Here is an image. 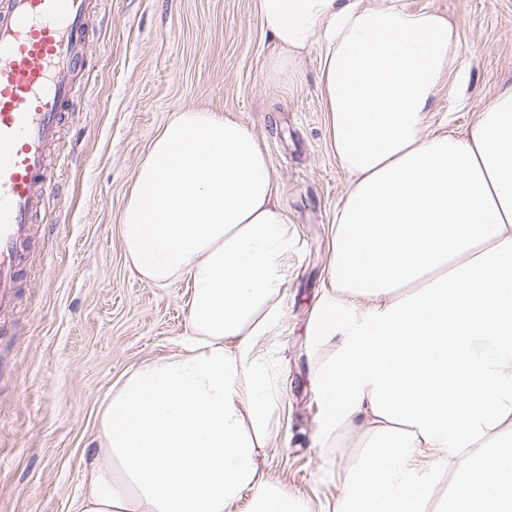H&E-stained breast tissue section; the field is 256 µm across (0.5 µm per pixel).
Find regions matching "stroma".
<instances>
[{
	"instance_id": "stroma-1",
	"label": "stroma",
	"mask_w": 512,
	"mask_h": 512,
	"mask_svg": "<svg viewBox=\"0 0 512 512\" xmlns=\"http://www.w3.org/2000/svg\"><path fill=\"white\" fill-rule=\"evenodd\" d=\"M457 26L456 63L435 91L430 134L466 135L512 86V0H406ZM86 61L51 158L45 196L12 298L0 305V512H72L99 404L130 369L181 350L189 276L158 286L127 261L121 221L136 168L171 115L231 116L266 148L295 229L285 316L262 350L283 390L265 472L294 493L336 496L346 459L320 447L324 409L308 326L332 257L346 180L329 147L318 52L297 77L268 68L274 42L257 0H90Z\"/></svg>"
}]
</instances>
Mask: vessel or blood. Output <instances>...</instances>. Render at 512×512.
Here are the masks:
<instances>
[{
  "mask_svg": "<svg viewBox=\"0 0 512 512\" xmlns=\"http://www.w3.org/2000/svg\"><path fill=\"white\" fill-rule=\"evenodd\" d=\"M87 10L88 0H0V302L54 180L47 149L73 104Z\"/></svg>",
  "mask_w": 512,
  "mask_h": 512,
  "instance_id": "obj_1",
  "label": "vessel or blood"
}]
</instances>
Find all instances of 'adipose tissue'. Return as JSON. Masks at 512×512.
<instances>
[{
    "instance_id": "ef3b65f1",
    "label": "adipose tissue",
    "mask_w": 512,
    "mask_h": 512,
    "mask_svg": "<svg viewBox=\"0 0 512 512\" xmlns=\"http://www.w3.org/2000/svg\"><path fill=\"white\" fill-rule=\"evenodd\" d=\"M295 74L318 50L330 148L347 176L330 287L310 319L324 447L355 442L332 512H512V87L466 137L426 133L458 34L405 0H258ZM294 229L263 144L214 112L175 113L122 225L141 277L189 275L182 353L104 395L75 512H313L260 466ZM391 359H377L379 350ZM472 494L450 501L455 481Z\"/></svg>"
}]
</instances>
